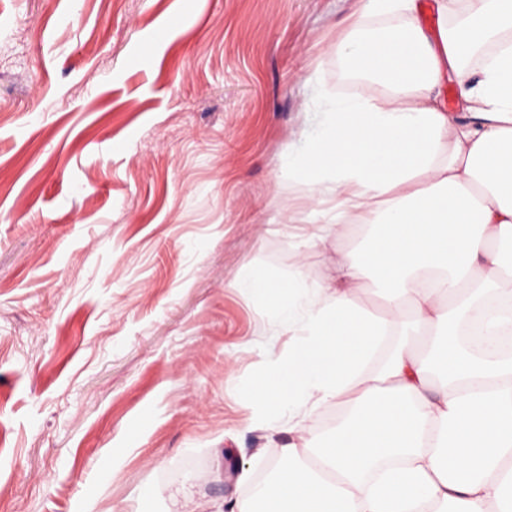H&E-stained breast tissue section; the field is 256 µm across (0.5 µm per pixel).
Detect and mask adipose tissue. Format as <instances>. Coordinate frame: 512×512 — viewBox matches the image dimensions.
<instances>
[{"label":"adipose tissue","mask_w":512,"mask_h":512,"mask_svg":"<svg viewBox=\"0 0 512 512\" xmlns=\"http://www.w3.org/2000/svg\"><path fill=\"white\" fill-rule=\"evenodd\" d=\"M358 2L335 51L382 92L319 96L324 120L285 182L337 201L306 247L348 223L371 235L318 285L300 269L233 282L301 334L252 384L255 425L296 438L237 512H512V357L470 353L449 329L512 303V0H439L433 35L418 0ZM447 81L464 118L442 104ZM368 280L391 290L385 314L360 303ZM406 329L419 346L366 372L379 338ZM334 407L342 422L311 437L306 419Z\"/></svg>","instance_id":"obj_1"}]
</instances>
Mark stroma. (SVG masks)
<instances>
[{
    "label": "stroma",
    "instance_id": "1",
    "mask_svg": "<svg viewBox=\"0 0 512 512\" xmlns=\"http://www.w3.org/2000/svg\"><path fill=\"white\" fill-rule=\"evenodd\" d=\"M355 0H0V512L243 501L273 444L249 392L298 342L232 288L334 275L278 193ZM295 233H285L288 219ZM150 496L168 501V512H195L190 506L193 503V492L188 486H181L167 490L164 487H155L150 490Z\"/></svg>",
    "mask_w": 512,
    "mask_h": 512
}]
</instances>
